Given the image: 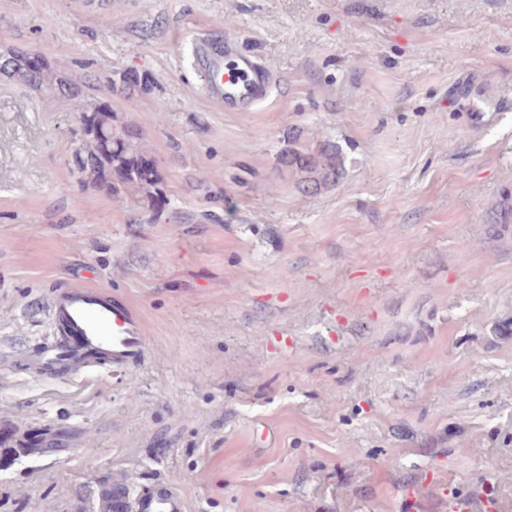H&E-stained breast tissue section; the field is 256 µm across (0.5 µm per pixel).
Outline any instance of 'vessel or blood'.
<instances>
[{
    "instance_id": "1",
    "label": "vessel or blood",
    "mask_w": 512,
    "mask_h": 512,
    "mask_svg": "<svg viewBox=\"0 0 512 512\" xmlns=\"http://www.w3.org/2000/svg\"><path fill=\"white\" fill-rule=\"evenodd\" d=\"M195 71L208 96L225 111L255 108L270 92L271 72L235 42L198 40ZM148 352L141 316L125 301L97 287L68 286L54 292L48 334L27 355L36 374L87 376L101 369L120 374L139 367ZM96 512H187L171 482L156 480L129 490L124 482L98 488Z\"/></svg>"
}]
</instances>
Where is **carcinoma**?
<instances>
[{
  "label": "carcinoma",
  "instance_id": "carcinoma-1",
  "mask_svg": "<svg viewBox=\"0 0 512 512\" xmlns=\"http://www.w3.org/2000/svg\"><path fill=\"white\" fill-rule=\"evenodd\" d=\"M32 53L15 51L0 60V74L40 90L63 88L57 74L48 66L30 68L25 58ZM83 142L76 150L75 166L79 173L92 182L108 188L113 198L119 200L130 187L148 189L159 183V171L148 160L147 152L140 146V135L127 129L116 132L112 128V108L108 102L94 104L79 113ZM320 159L304 154L294 148L284 150L282 159L286 164H295L309 169L327 183L336 181L341 169V158L336 145L328 143L319 152Z\"/></svg>",
  "mask_w": 512,
  "mask_h": 512
}]
</instances>
